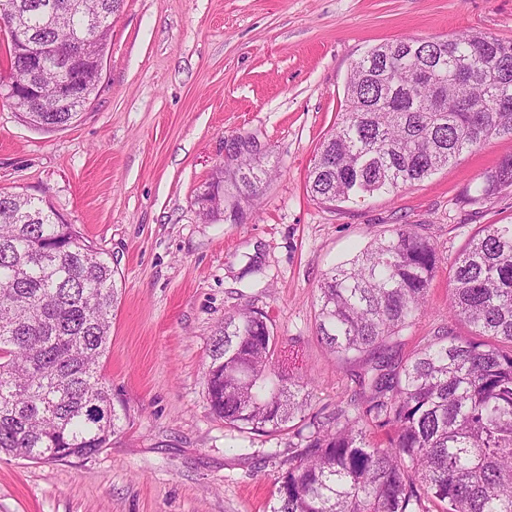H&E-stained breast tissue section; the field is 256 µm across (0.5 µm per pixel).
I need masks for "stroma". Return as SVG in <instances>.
Instances as JSON below:
<instances>
[{
  "instance_id": "stroma-1",
  "label": "stroma",
  "mask_w": 512,
  "mask_h": 512,
  "mask_svg": "<svg viewBox=\"0 0 512 512\" xmlns=\"http://www.w3.org/2000/svg\"><path fill=\"white\" fill-rule=\"evenodd\" d=\"M512 40V0H125L80 119L44 132L0 99V192L46 198L104 253L122 290L102 372L129 417L87 458L0 454V512H268L292 437L228 427L205 372L215 327L267 311L281 366L311 383L312 411L361 399L363 361L316 335L323 273L399 224L454 258L480 225L512 223V192L464 204L479 172L512 155L492 139L395 194L322 204L307 172L345 109L353 63L406 36ZM256 138L272 178L242 224L203 219L195 199L224 140ZM440 266L407 357L447 327Z\"/></svg>"
}]
</instances>
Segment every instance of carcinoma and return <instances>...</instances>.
<instances>
[{"instance_id":"carcinoma-1","label":"carcinoma","mask_w":512,"mask_h":512,"mask_svg":"<svg viewBox=\"0 0 512 512\" xmlns=\"http://www.w3.org/2000/svg\"><path fill=\"white\" fill-rule=\"evenodd\" d=\"M70 0H0L22 14L35 40L66 43L87 27L74 14L51 27ZM100 14L90 45L103 54L123 0H85ZM24 70L0 74V97L29 125L62 130L81 103H62L59 74L45 78L37 112L5 93ZM347 104L320 142L307 175L321 203L394 193L433 175L493 138L512 137V40L478 32L405 37L372 47L351 68ZM468 100L470 111L459 107ZM254 138L232 137V154L205 189L224 185L234 215L268 170L253 163ZM466 202L482 206L512 190V156L474 177ZM443 257L429 238L399 224L324 275L317 330L337 358H365L369 394L319 416L303 393L310 379L276 361L268 313L224 315L211 339L209 406L239 430L277 432L297 442L270 512H412L426 495L441 512H512V224H483L449 263L453 328L407 359L389 354L426 310ZM102 253L43 198L0 194V453L29 460L89 457L111 444L127 419L106 386V352L120 288ZM369 418L392 434L384 447L363 430Z\"/></svg>"}]
</instances>
